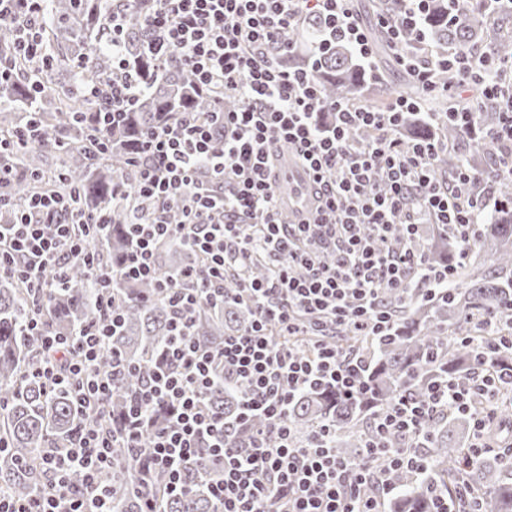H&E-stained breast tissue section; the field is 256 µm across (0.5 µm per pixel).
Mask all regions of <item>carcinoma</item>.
I'll use <instances>...</instances> for the list:
<instances>
[{"label":"carcinoma","instance_id":"carcinoma-1","mask_svg":"<svg viewBox=\"0 0 512 512\" xmlns=\"http://www.w3.org/2000/svg\"><path fill=\"white\" fill-rule=\"evenodd\" d=\"M115 7L124 12L123 53L141 71L144 89L125 124L102 136L76 120L75 113L93 112L98 107V103L79 97L76 87L83 80L106 83L112 78V33L106 17ZM479 16L476 11L456 12L444 0H434L423 23L439 51L484 44L501 57L511 56L512 35H491ZM143 21L142 0H47L42 17L48 54L44 64L13 55L15 30L0 27V61L12 71V77L0 83V141L10 144L21 131L32 134L25 147L4 153V163L12 166L13 176L0 184V195L10 201L0 209V225L12 223L16 208L34 195L75 192L85 214L103 217L98 230L100 264L117 265L128 247L125 230L129 220V204L119 191L132 190L137 180L134 160L144 135L167 120L177 121L184 112L209 120L219 110L245 106L238 97L217 102L196 94L190 70L181 65L160 68L145 52ZM321 28L320 19L312 16L303 28L290 32V38L308 45ZM314 75L327 99L359 100L365 96L364 74L345 45L338 44L323 54ZM436 125L441 141L448 144V150L434 161L436 178L452 174L462 162L476 169V156L490 154L489 148L463 134L448 112H436ZM492 195L501 206L483 216L480 234L471 246L473 253L488 254L491 264L476 260L457 264L450 290H438L433 296L419 289L388 294V311L395 323L390 336L379 339L338 333L340 348L366 356L365 389L354 400L324 388L300 393L288 413V424L299 438L332 422L336 430L331 446L337 455L355 464L365 446L360 420L388 410L402 397L424 399L436 381L509 367L511 359L486 346L485 317L496 315L498 335H512V181L493 183ZM423 246L435 265L455 253L448 230L436 224L423 236ZM195 261L188 249L166 242L156 254L154 280L115 283L121 327L102 351L100 368L110 370L112 352L118 351L131 372L114 388L108 413L99 418L95 406L77 401L69 387L52 389L31 376L44 357L40 338L24 328L33 293L13 277L0 278V443L4 444L0 449V490L4 494L25 499L43 488L47 484L40 466L43 451L70 443L72 435L88 422L94 420L105 430L112 427V414L125 410L129 396L155 368L169 340L171 312L159 282ZM66 273L72 288H51L38 297L46 327L59 334L77 330L99 315V290L85 267L72 262ZM236 287V275L226 274L227 301L200 307L193 322L192 338L214 351L224 345V336L245 329L252 320V311L233 301ZM274 340L297 354L308 352L307 336L289 340L276 335ZM242 393L241 387L224 380L220 370L208 401L215 411L232 419ZM263 427L264 422L254 419L245 430L230 429L228 441L239 448L253 431ZM472 429V415L450 406L424 417L415 434L388 436L390 448L424 450L427 467L418 475L401 469L391 476L393 491L386 500L387 512H437L447 504L460 509V476L473 492L477 512H512V466L503 453L466 454ZM114 454L118 464L98 475V482L111 492L112 512H142L144 500L132 491L141 462L123 448L115 449ZM200 470L210 482L221 476L218 466L191 461L183 473L188 489L179 495L164 493L168 479L155 475V491L162 493L158 510L216 512L214 500L199 484Z\"/></svg>","mask_w":512,"mask_h":512}]
</instances>
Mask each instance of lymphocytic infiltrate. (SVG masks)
Wrapping results in <instances>:
<instances>
[{
	"label": "lymphocytic infiltrate",
	"mask_w": 512,
	"mask_h": 512,
	"mask_svg": "<svg viewBox=\"0 0 512 512\" xmlns=\"http://www.w3.org/2000/svg\"><path fill=\"white\" fill-rule=\"evenodd\" d=\"M427 2L402 0L399 14L378 19L399 65L425 97L442 92L457 98L470 82L483 83L485 98L501 112L499 125L491 129L476 125L474 109L453 113L467 135L492 150L494 162L483 173L458 167L446 187L431 178L444 143L431 136L409 141L402 134L405 115L418 108L415 100L400 96L382 110L363 101L325 102L332 116L325 123L315 110L323 100L312 68L280 67L279 58L297 48L289 31L311 16L323 21L309 47L311 55L343 42L361 61H369L372 46L350 0H149L146 48L156 62L188 67L200 92L246 101L244 108L222 115L223 153H213V125L195 113L154 128L144 137L133 188L150 208L134 211L127 226L129 248L119 267L99 269L96 240L76 199L41 196L31 198L13 224L0 225V276L32 288H65L68 261L83 263L101 290L99 317L61 336L45 330L34 309L26 329L40 337L46 350L39 378L103 401L112 391L111 378L127 369L117 354L111 373L99 367L105 345L120 327L109 297L113 280L154 279L157 249L168 241L195 252L201 263L162 284L172 312L171 340L154 375L130 395L125 412L111 429L90 425L78 431L71 447L47 450L41 457L46 488L23 500L0 493V512L102 510L108 495L98 474L115 465L118 443L141 457L136 488L148 500L154 497V470L169 472L168 493H184L181 466L204 453L224 461L223 480L211 486L218 512H381L382 498L392 490L390 473L425 467L423 457L386 447L389 434L414 429L423 416L450 404L470 410L478 397L487 406L474 417L476 431L493 421L499 380L484 374L434 383L426 402L404 398L376 415L360 464L336 455L332 426L321 425L301 442L288 425L292 402L309 388L331 387L348 400L359 396L366 365L357 355L340 352L338 329L388 335L393 321L385 293L412 286L430 293L448 288L452 265L428 266L414 248L393 254L386 247L389 238L400 231L415 237L424 222L443 224L457 243L456 260H463L492 199L490 186L512 178V58L488 50L419 54L427 41L421 24ZM44 4L0 0V24L11 23L16 30V55H43ZM107 22L114 46L112 81L79 88L82 96L100 104L93 115L100 132L122 125L142 91L138 72L119 49L121 13H112ZM442 69L456 70L459 83L439 85L436 74ZM362 128L371 130L372 138L352 140ZM284 151L303 165L315 189L316 206L303 224L280 220L274 172ZM204 173L223 185V194L201 193ZM174 197L184 203L185 219L178 224L166 222L162 212ZM48 224L56 225L55 235L45 234ZM257 250L266 254L272 270L264 280L250 272ZM230 269L255 319L244 332L225 337L223 349L215 353L194 342L191 327L202 305L223 298ZM275 330L311 337L309 355L296 356L275 342ZM218 358L243 389L238 421L267 423L253 432L246 448L227 444L229 424L208 402ZM73 470L85 476L83 492L69 488L67 476ZM368 483L378 487V496L364 495Z\"/></svg>",
	"instance_id": "1"
}]
</instances>
